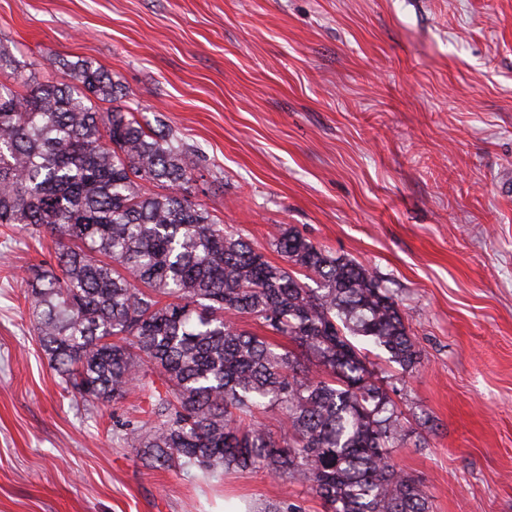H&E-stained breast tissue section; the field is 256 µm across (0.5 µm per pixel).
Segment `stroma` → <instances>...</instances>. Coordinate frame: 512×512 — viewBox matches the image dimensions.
<instances>
[{
    "mask_svg": "<svg viewBox=\"0 0 512 512\" xmlns=\"http://www.w3.org/2000/svg\"><path fill=\"white\" fill-rule=\"evenodd\" d=\"M0 49L87 58L198 154L191 189L272 262L293 228L365 265L415 337L370 351L433 512H512V0H0ZM50 235L0 232V512H326L262 473L146 468L148 400L68 394L28 317Z\"/></svg>",
    "mask_w": 512,
    "mask_h": 512,
    "instance_id": "35a3bbf8",
    "label": "stroma"
}]
</instances>
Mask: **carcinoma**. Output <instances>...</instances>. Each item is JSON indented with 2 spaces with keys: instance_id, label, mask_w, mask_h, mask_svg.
<instances>
[{
  "instance_id": "carcinoma-1",
  "label": "carcinoma",
  "mask_w": 512,
  "mask_h": 512,
  "mask_svg": "<svg viewBox=\"0 0 512 512\" xmlns=\"http://www.w3.org/2000/svg\"><path fill=\"white\" fill-rule=\"evenodd\" d=\"M54 63L64 77L39 82L0 52V226L55 239L54 262L25 282L67 392L109 403L150 390L124 440L151 468L261 471L330 512H431L426 485L390 459L408 433L364 354L420 364L387 289L291 228L273 241L284 264L269 261L195 200L188 149L120 106L100 110L118 93L107 71ZM270 411L288 423L279 438L258 421Z\"/></svg>"
}]
</instances>
